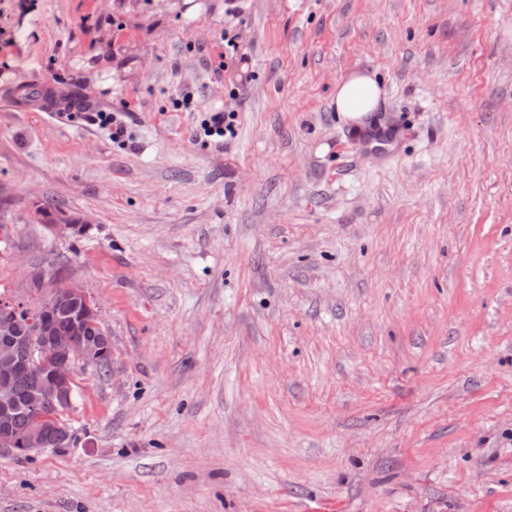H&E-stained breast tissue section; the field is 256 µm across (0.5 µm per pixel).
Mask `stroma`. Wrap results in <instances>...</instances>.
I'll list each match as a JSON object with an SVG mask.
<instances>
[{
	"label": "stroma",
	"mask_w": 512,
	"mask_h": 512,
	"mask_svg": "<svg viewBox=\"0 0 512 512\" xmlns=\"http://www.w3.org/2000/svg\"><path fill=\"white\" fill-rule=\"evenodd\" d=\"M0 188V293L55 267L112 341L0 512H512V0H0ZM381 91L373 74L353 71L336 84L335 108L339 119L353 128L363 127L380 103ZM39 219L44 224H48L49 228L56 234H63L69 229L75 227L76 224H82L83 220L80 217L70 215L66 211H57L51 217H44L42 211H39Z\"/></svg>",
	"instance_id": "stroma-1"
}]
</instances>
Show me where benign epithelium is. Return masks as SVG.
Segmentation results:
<instances>
[{
	"label": "benign epithelium",
	"mask_w": 512,
	"mask_h": 512,
	"mask_svg": "<svg viewBox=\"0 0 512 512\" xmlns=\"http://www.w3.org/2000/svg\"><path fill=\"white\" fill-rule=\"evenodd\" d=\"M39 219L57 235L84 223V219L66 211H58L50 217L41 215ZM30 280L40 294L41 318L35 323L27 321V334L20 336V308L15 303H0V361L7 365L12 378L41 369L47 374L48 382L30 399L33 424L19 448L11 434L14 396L9 387L0 388V455L3 457L48 447L50 433L61 439L69 437L59 414L71 407L76 363L90 365L112 355L111 340L103 345L79 344L61 324V308L80 293V289L64 282L62 276L51 270L36 271Z\"/></svg>",
	"instance_id": "1"
}]
</instances>
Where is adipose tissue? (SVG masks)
Segmentation results:
<instances>
[{"mask_svg":"<svg viewBox=\"0 0 512 512\" xmlns=\"http://www.w3.org/2000/svg\"><path fill=\"white\" fill-rule=\"evenodd\" d=\"M381 91L373 74L354 71L336 84L335 108L345 124L360 128L380 103Z\"/></svg>","mask_w":512,"mask_h":512,"instance_id":"obj_1","label":"adipose tissue"}]
</instances>
